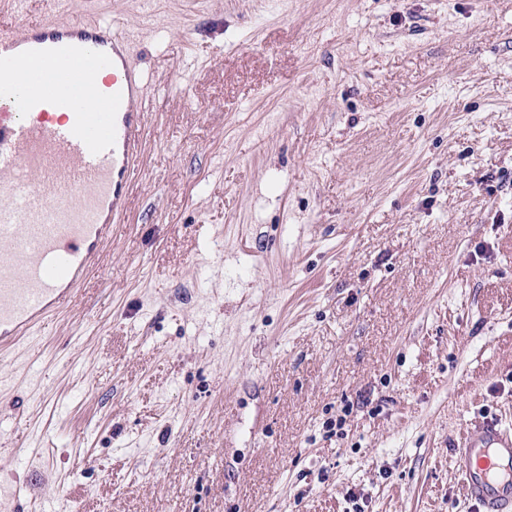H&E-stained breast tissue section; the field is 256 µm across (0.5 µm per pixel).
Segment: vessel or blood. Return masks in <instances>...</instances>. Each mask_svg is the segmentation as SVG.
I'll return each instance as SVG.
<instances>
[{"label":"vessel or blood","mask_w":512,"mask_h":512,"mask_svg":"<svg viewBox=\"0 0 512 512\" xmlns=\"http://www.w3.org/2000/svg\"><path fill=\"white\" fill-rule=\"evenodd\" d=\"M0 33V358L44 326L99 264L127 211L146 85L130 37L72 20L63 0ZM97 111H87L88 102ZM478 512H512V431L485 420L456 451Z\"/></svg>","instance_id":"vessel-or-blood-1"}]
</instances>
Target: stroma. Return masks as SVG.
<instances>
[{"label":"stroma","instance_id":"1","mask_svg":"<svg viewBox=\"0 0 512 512\" xmlns=\"http://www.w3.org/2000/svg\"><path fill=\"white\" fill-rule=\"evenodd\" d=\"M130 205L0 364V512H475L512 429V0H103ZM456 464L467 497L479 512L512 509V432L494 420L471 427L462 448H456Z\"/></svg>","mask_w":512,"mask_h":512}]
</instances>
